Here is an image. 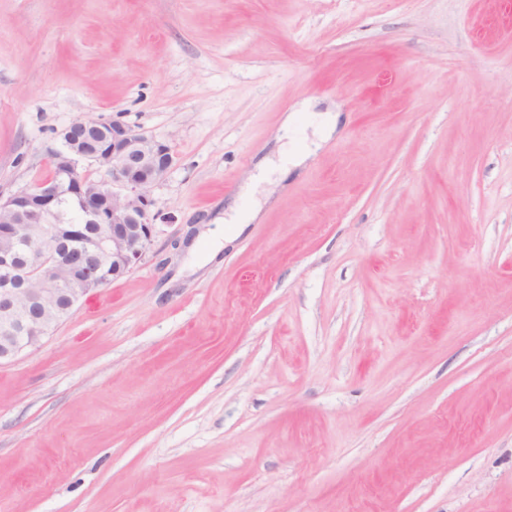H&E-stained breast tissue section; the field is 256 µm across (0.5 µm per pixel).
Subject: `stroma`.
<instances>
[{
  "instance_id": "stroma-1",
  "label": "stroma",
  "mask_w": 512,
  "mask_h": 512,
  "mask_svg": "<svg viewBox=\"0 0 512 512\" xmlns=\"http://www.w3.org/2000/svg\"><path fill=\"white\" fill-rule=\"evenodd\" d=\"M90 118L174 163L0 364V512H512V0H0V193Z\"/></svg>"
}]
</instances>
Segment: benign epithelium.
Returning <instances> with one entry per match:
<instances>
[{
    "label": "benign epithelium",
    "instance_id": "benign-epithelium-1",
    "mask_svg": "<svg viewBox=\"0 0 512 512\" xmlns=\"http://www.w3.org/2000/svg\"><path fill=\"white\" fill-rule=\"evenodd\" d=\"M61 140L46 178L0 194V364L36 348L62 305L127 275L154 237L150 188L173 165L170 147L116 120L75 121ZM82 161L110 179L91 180ZM73 209L97 229L70 223Z\"/></svg>",
    "mask_w": 512,
    "mask_h": 512
}]
</instances>
